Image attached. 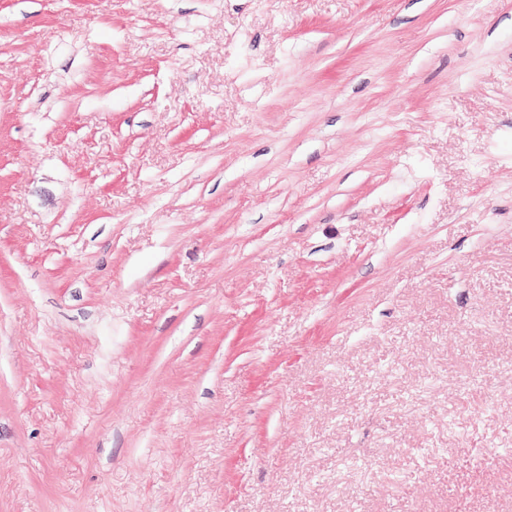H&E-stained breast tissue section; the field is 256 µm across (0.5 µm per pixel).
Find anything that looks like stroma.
I'll return each mask as SVG.
<instances>
[{"mask_svg":"<svg viewBox=\"0 0 512 512\" xmlns=\"http://www.w3.org/2000/svg\"><path fill=\"white\" fill-rule=\"evenodd\" d=\"M0 512H512V0H0Z\"/></svg>","mask_w":512,"mask_h":512,"instance_id":"obj_1","label":"stroma"}]
</instances>
